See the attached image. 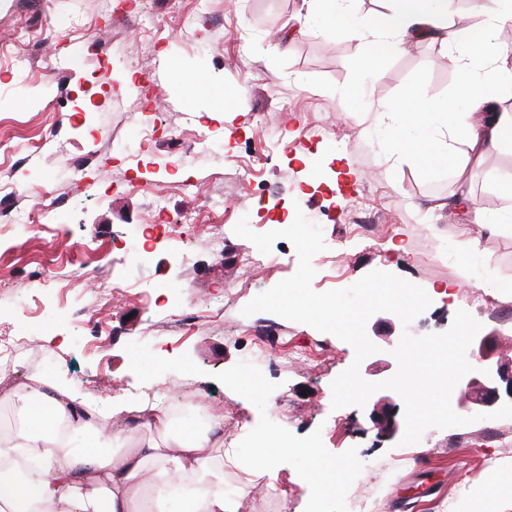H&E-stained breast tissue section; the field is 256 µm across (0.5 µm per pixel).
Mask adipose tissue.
I'll return each mask as SVG.
<instances>
[{"mask_svg":"<svg viewBox=\"0 0 512 512\" xmlns=\"http://www.w3.org/2000/svg\"><path fill=\"white\" fill-rule=\"evenodd\" d=\"M380 21L359 18L350 34L374 37L378 46L398 52L408 43L429 40L454 50L458 93L468 111L453 115L392 108L380 119L402 130L434 132L435 150L446 136L466 147L456 171L464 173L469 157L483 158L493 149L512 148V112L496 111L501 93L512 91V69L501 66L497 29L512 24V0H475L473 11L485 20L481 35L448 27V0H388ZM16 410L17 423L0 438V512H151L171 502V492L187 488L178 500L180 512H238L253 486L243 482L224 490V471L241 467L234 449L224 445V420L211 418L207 427L174 429L169 412L154 403L135 407V424L119 432L96 427L95 413L82 394L47 377L11 384L0 367V388ZM85 416L90 441L73 449L60 437L58 425L73 414ZM161 429L160 438L149 429Z\"/></svg>","mask_w":512,"mask_h":512,"instance_id":"1","label":"adipose tissue"}]
</instances>
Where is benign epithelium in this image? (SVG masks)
<instances>
[{"instance_id":"obj_1","label":"benign epithelium","mask_w":512,"mask_h":512,"mask_svg":"<svg viewBox=\"0 0 512 512\" xmlns=\"http://www.w3.org/2000/svg\"><path fill=\"white\" fill-rule=\"evenodd\" d=\"M512 403V365H505L481 355L474 371L458 383L454 411L461 416L489 413L498 406ZM395 405L376 403L373 407V422L378 428L393 435L400 429L394 413Z\"/></svg>"}]
</instances>
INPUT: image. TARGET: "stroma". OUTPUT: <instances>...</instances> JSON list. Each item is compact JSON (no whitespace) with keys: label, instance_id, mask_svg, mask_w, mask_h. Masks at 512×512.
<instances>
[{"label":"stroma","instance_id":"stroma-1","mask_svg":"<svg viewBox=\"0 0 512 512\" xmlns=\"http://www.w3.org/2000/svg\"><path fill=\"white\" fill-rule=\"evenodd\" d=\"M116 4L0 0V142L45 145L35 165L1 157L0 182L29 209L39 205L37 184L60 189L50 229L0 237V322L29 343L11 364L15 380L58 377L103 411L118 398H186L195 417L242 420L236 448L248 460L259 439H283L289 449L275 482L259 478L240 512H512L507 477L482 493L473 486L490 464L512 469V418L432 428L403 445L373 423L371 406L332 409L331 384L352 364L353 348L303 323L242 313L296 272L292 244L277 239L254 272L224 266L214 248L221 239L248 253L252 242L233 232L240 219L255 230L303 211L327 245L312 259L314 291L349 287L373 270L428 293L453 284V296L433 299L410 327L391 313L373 315L369 336L441 333L463 309L494 335L495 358L512 362V198L499 191L512 178V149L491 151L460 177L462 144L436 157L420 135L416 159L395 160V132L378 119L393 105L465 111L449 49L412 43L364 69L373 45L349 36L350 17L380 18L384 0H352L350 15L311 21L306 0H211L202 17L189 0H146V17L119 31ZM24 30L45 34L47 44L30 48L19 39ZM151 30L164 36L162 47ZM91 32L110 45L109 68L87 53ZM411 89L417 98H407ZM147 95L154 109L138 113ZM261 116L287 133V147L269 145ZM159 117L192 148L186 172L176 171L164 133L142 137ZM254 153L264 166L250 183L241 167ZM73 160L85 162L83 177H73ZM133 177L151 184L170 218L207 202L213 211L191 226L187 244L173 246L159 237L148 199L129 189ZM90 182L99 194L87 192ZM462 190L471 195L464 209L452 203ZM478 209L486 222L475 220ZM358 222L374 225V238L351 235ZM88 238L99 247L90 279L71 262ZM51 260L67 264L56 288L39 275ZM116 281L125 295L102 301L99 287ZM189 295L200 307L197 327L185 333L174 316ZM269 328L280 359L248 363L252 334ZM309 348L321 351L314 362L293 358ZM308 447L321 451L315 463L297 454ZM335 472L329 494L310 479Z\"/></svg>","mask_w":512,"mask_h":512}]
</instances>
